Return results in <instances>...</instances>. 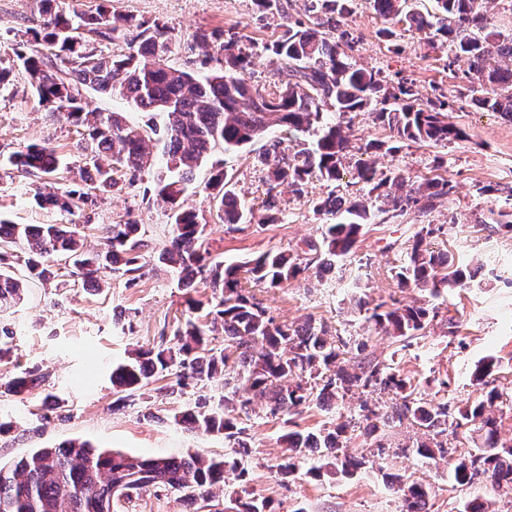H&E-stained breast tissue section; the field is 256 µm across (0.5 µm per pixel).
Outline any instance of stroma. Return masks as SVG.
Segmentation results:
<instances>
[{
    "label": "stroma",
    "instance_id": "1",
    "mask_svg": "<svg viewBox=\"0 0 512 512\" xmlns=\"http://www.w3.org/2000/svg\"><path fill=\"white\" fill-rule=\"evenodd\" d=\"M113 4L122 13L172 28L175 46L168 63L175 68L203 70L206 56L193 45L195 31L232 30L249 36L254 44L245 79L266 86L276 78L279 62L265 46L280 35L285 19L260 13L254 0H113ZM37 17L34 0H0V68L16 66L17 44L35 49L30 30ZM386 26L383 18L362 6L351 16L349 27L358 38L357 64L381 72L393 85L404 78L413 80L423 96L445 95L452 107L448 119L465 132L466 139L448 148L412 143L398 153L379 156L378 165L384 170L398 167L418 178L441 173L452 180L453 192L426 215L411 212L393 219L379 215L365 227L350 254L320 277L303 275L277 288L253 287L252 292L277 321L310 317L330 334L349 341L347 364L392 358L401 375L411 380L415 396L454 408L482 399L488 388H495L500 398L494 413L500 437L507 441L512 439V233L486 218L493 212L512 211V197L507 194L512 188V122L460 99L468 63L455 56L443 37L399 25L395 37L387 39L381 35ZM41 142L49 143L68 166H79L83 140L76 127L64 117L50 115L23 74H16L9 89L0 91V219L16 224H81L91 246L100 244L104 226L133 221L141 224L152 247L167 244L171 226L164 203L150 191L149 173L134 185L98 195L74 215L38 206L33 200L35 177L18 173L8 158L24 145ZM259 150L255 143L247 150L218 155L237 192L251 205L259 203L265 192V170L254 158ZM211 172L207 163L198 169L185 206L205 224L203 246L212 257L232 262L270 249H300L305 241L318 238L323 224L330 221L312 208L313 199L328 192L325 183L314 180L303 197L282 191L278 223H219L205 190ZM486 185L495 186L496 194L478 195V188ZM421 224L440 228L428 240L432 249L447 252L459 266L475 268L465 287L437 296L398 287L396 268ZM359 297L372 305L426 302L437 308L438 315L426 335L403 342L366 322L355 303ZM187 314L186 297L173 273L150 257L132 286L115 275L88 289L74 285L69 275L56 286L30 282L23 301L0 312V343L11 349L9 358L0 361V378L36 367L49 371L50 378L22 398L0 389V419L13 424L9 432L0 434V465L70 440L144 458L227 454L223 436L168 420L174 409L193 407L203 398L217 401L224 392L223 377L182 394L154 393L119 409L113 406L117 398L110 382L113 363L125 360L131 350L156 344L162 328H174ZM488 356L497 360L498 367L481 385L471 374ZM49 394L57 403L47 407L43 399ZM358 405L357 396L350 395L330 409L313 406L271 417L264 403H255L246 422L248 452L241 458L248 480L227 477L216 490V504L227 507L246 492L267 499L270 512H403L401 494L386 484L390 474L426 486L428 512H458L473 496V489L449 483L450 459L434 466L416 455L414 445L422 433L407 422L386 429L384 448L375 454L370 473L349 479L326 474L316 478L309 474L312 461L306 458L294 475L279 474L277 466L285 458L280 437L287 429L315 430L346 421L358 414ZM112 512H191V506L178 493L152 489L113 500Z\"/></svg>",
    "mask_w": 512,
    "mask_h": 512
}]
</instances>
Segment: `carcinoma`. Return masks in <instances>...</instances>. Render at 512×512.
<instances>
[{
    "mask_svg": "<svg viewBox=\"0 0 512 512\" xmlns=\"http://www.w3.org/2000/svg\"><path fill=\"white\" fill-rule=\"evenodd\" d=\"M409 0H365L390 24L424 32L433 22L408 5ZM312 22H290L272 41L278 57L277 80L259 87L238 75L250 65L251 53L239 43L243 36L215 30L196 32V44L216 45L210 56L215 67L195 74L167 64L174 37L164 23L140 22L112 9L103 0L94 14L67 11L56 0H36L39 24L32 29L35 42L50 53L18 51L32 92L40 105L85 127L81 180L88 191H49V182L62 167L55 150L31 143L13 152L10 165L42 181L34 199L68 214L86 204L90 191L110 193L124 179L133 184L154 166L155 154L165 160V172L154 180V192L166 205L172 232L169 244L154 253V260L180 274V288L192 291L203 282L212 290L201 300L188 295L189 316L171 336L161 335L158 345L139 349L134 356L112 366V388L120 393L116 405L125 404L164 373H174L178 391L194 387L216 375L224 376V397L217 404L201 403L174 412L170 419L184 428L220 434L233 448H247L243 417L249 416L254 399L266 400L267 414L288 415L301 408L325 407L346 395L392 392L399 402L382 411L360 404L356 422L326 426L317 432L288 430L282 436L288 455L279 472L291 475L306 452H319L321 469L352 477L366 467L365 456L342 451L343 437L358 426L373 443L380 444L386 427L408 421L425 430L427 439L416 443V454L431 463L453 453L443 440L448 428L479 434L481 442L459 457L451 472L459 487L487 483L512 490V443L498 435L492 408L498 400L490 390L485 397L451 409L412 396V384L386 359L355 364L353 371L338 363L347 343L330 338L315 321L278 322L261 302L250 295L247 284L277 288L309 271L319 276L334 260L348 254L376 214L368 199L332 188L313 202L319 215H342L322 228L320 238L305 242L301 250H268L226 263L211 258L203 247L206 225L198 214L183 207V195L201 165L216 151H231L261 141L258 160L266 169V191L261 205L248 207L222 169L212 172L207 188L216 217L226 224H275L282 213L279 187L288 185L301 198L312 180L336 184L344 177V161L350 138L343 122L326 117L334 109L338 117L374 106L375 120L389 131L385 141L369 142L360 149L355 178L368 194L387 201L392 217L414 210L429 213L439 199L453 192L444 177L422 178L401 194L407 178L398 170L378 169V152L393 154L409 143L446 147L466 138L448 121V103L425 98L413 82H385L380 72L354 64L351 53L357 39L348 30L356 0H304ZM442 17L438 33L446 37L456 55L468 60V102L512 122V65H491L494 58L512 62V33L491 23L484 0H436ZM95 40L127 39L126 54H106L89 47ZM88 85L106 95H119L137 110L150 114L144 127L130 124L118 113L87 112L77 85ZM289 132H313L311 145L290 148L282 139H267L272 127ZM435 233L421 225L409 240L395 278L402 288L427 289L437 296L463 287L473 273L450 263L448 254L426 244ZM149 243L141 225L111 224L100 247L89 249L78 224H14L0 219V307L21 299L25 279L49 282L57 277L56 263L72 262L82 284L99 285L112 273L135 284ZM24 264L26 278L15 276L14 263ZM436 317L424 305L389 306L379 303L366 321L397 338L425 333ZM224 337L223 346L214 344ZM47 375L24 371L4 383L5 389L23 396L44 385ZM231 473L240 480L246 470L233 456L206 458L198 454L144 459L121 452L97 451L87 442L69 441L55 448H39L12 466H0V512H111L113 490L122 487L140 492L149 487L181 494L194 504L212 497L213 489ZM389 487L402 493L405 512H426L427 489L399 475L387 476Z\"/></svg>",
    "mask_w": 512,
    "mask_h": 512,
    "instance_id": "cac0c4a2",
    "label": "carcinoma"
}]
</instances>
